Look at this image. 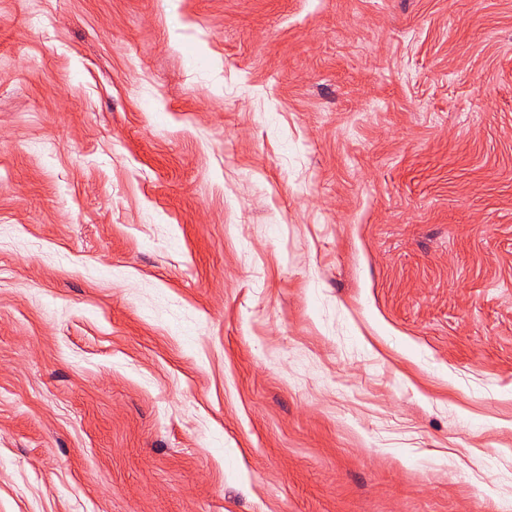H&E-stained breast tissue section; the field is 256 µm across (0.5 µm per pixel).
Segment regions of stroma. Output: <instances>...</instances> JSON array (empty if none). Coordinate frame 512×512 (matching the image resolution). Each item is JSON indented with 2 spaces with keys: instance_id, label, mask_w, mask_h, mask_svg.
Returning <instances> with one entry per match:
<instances>
[{
  "instance_id": "1",
  "label": "stroma",
  "mask_w": 512,
  "mask_h": 512,
  "mask_svg": "<svg viewBox=\"0 0 512 512\" xmlns=\"http://www.w3.org/2000/svg\"><path fill=\"white\" fill-rule=\"evenodd\" d=\"M0 512H512V0H0Z\"/></svg>"
}]
</instances>
